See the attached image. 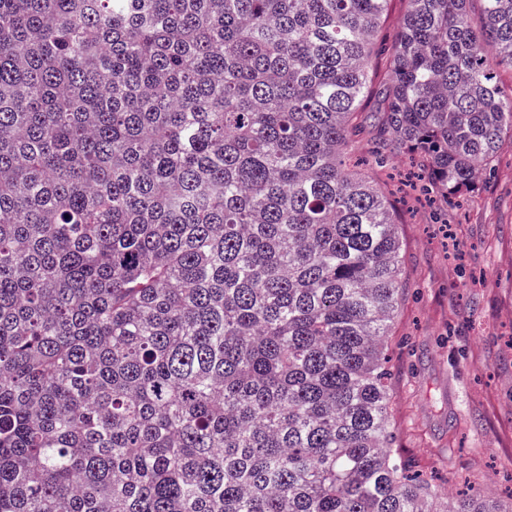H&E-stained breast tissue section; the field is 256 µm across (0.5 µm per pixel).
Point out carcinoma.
<instances>
[{"label": "carcinoma", "instance_id": "1", "mask_svg": "<svg viewBox=\"0 0 512 512\" xmlns=\"http://www.w3.org/2000/svg\"><path fill=\"white\" fill-rule=\"evenodd\" d=\"M405 2L0 0V512H504L395 448L375 172L491 170L512 0Z\"/></svg>", "mask_w": 512, "mask_h": 512}]
</instances>
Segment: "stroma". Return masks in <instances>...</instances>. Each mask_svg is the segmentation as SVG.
Listing matches in <instances>:
<instances>
[{"instance_id":"1","label":"stroma","mask_w":512,"mask_h":512,"mask_svg":"<svg viewBox=\"0 0 512 512\" xmlns=\"http://www.w3.org/2000/svg\"><path fill=\"white\" fill-rule=\"evenodd\" d=\"M408 156L388 190L402 218V312L388 347L395 445L434 483L512 499V141L448 205L418 197Z\"/></svg>"}]
</instances>
